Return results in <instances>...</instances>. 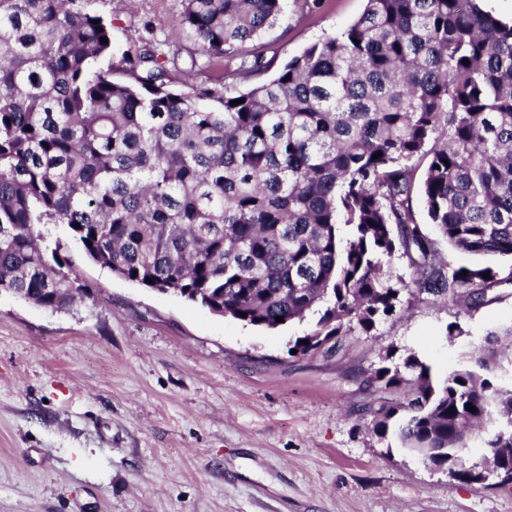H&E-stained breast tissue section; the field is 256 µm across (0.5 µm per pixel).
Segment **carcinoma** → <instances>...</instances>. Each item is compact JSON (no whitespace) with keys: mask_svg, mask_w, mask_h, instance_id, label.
Here are the masks:
<instances>
[{"mask_svg":"<svg viewBox=\"0 0 512 512\" xmlns=\"http://www.w3.org/2000/svg\"><path fill=\"white\" fill-rule=\"evenodd\" d=\"M94 2L0 0V291L52 311L90 297L43 246L62 226L113 275L217 315L273 330L320 314L293 344L305 357L369 333L405 294L467 313L512 288L442 258L414 206L452 248L512 257V22L482 0H366L245 92L235 80L271 66L261 52L220 88L175 87L148 50L101 67L112 21ZM286 2L185 0L181 24L210 61L240 58ZM396 257L415 278L385 276ZM392 357L363 379L376 431L395 424L404 447L476 482L461 428L488 421L487 455L512 464V386L488 358L439 381ZM408 380V402L386 397Z\"/></svg>","mask_w":512,"mask_h":512,"instance_id":"cac0c4a2","label":"carcinoma"}]
</instances>
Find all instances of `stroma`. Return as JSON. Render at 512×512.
I'll return each mask as SVG.
<instances>
[{"label": "stroma", "instance_id": "1", "mask_svg": "<svg viewBox=\"0 0 512 512\" xmlns=\"http://www.w3.org/2000/svg\"><path fill=\"white\" fill-rule=\"evenodd\" d=\"M184 6L98 0L113 62L150 50L168 68L223 76L181 26ZM364 7L288 0L263 52L282 65ZM47 246L91 296L52 312L0 292V512H512V482L453 479L358 413L370 398L358 374L388 350L437 378L495 352L512 293L468 314L408 297L337 355L299 358L288 349L316 314L254 327L116 277L63 227Z\"/></svg>", "mask_w": 512, "mask_h": 512}]
</instances>
